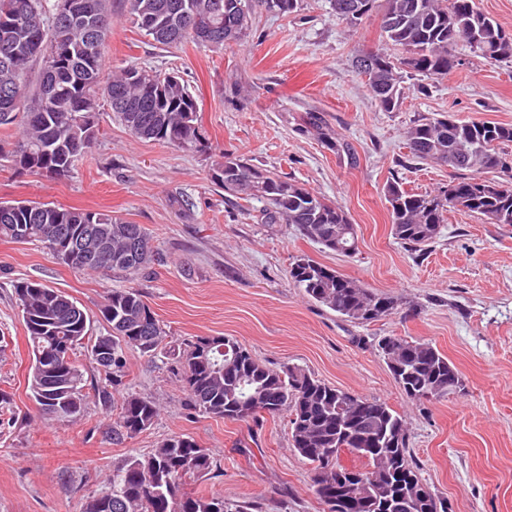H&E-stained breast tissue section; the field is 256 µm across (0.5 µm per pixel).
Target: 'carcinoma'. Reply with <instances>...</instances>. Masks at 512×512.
<instances>
[{
	"label": "carcinoma",
	"instance_id": "carcinoma-1",
	"mask_svg": "<svg viewBox=\"0 0 512 512\" xmlns=\"http://www.w3.org/2000/svg\"><path fill=\"white\" fill-rule=\"evenodd\" d=\"M89 22L102 25L97 42L87 26L56 19L49 0H0V126L16 124L22 137L11 150L0 142V157L19 172L69 176L89 153L99 102L118 97L126 111L117 113L129 134L141 141L178 147L200 142L195 100L178 72H162L127 65L107 81L101 80L105 37L112 26L110 0H78ZM336 15L351 25L372 12L381 13L386 45L403 53L397 58L380 48L371 56L366 78L386 112L401 100L399 66L437 79L457 65L453 47L466 43L473 52L495 61L512 59V32L475 5V0H330ZM133 24L155 43L177 48L192 42L215 50L227 46L224 32L234 30V44L250 34L259 9L282 16L298 8V0H124ZM42 62L38 78L33 64ZM411 154L419 160L448 164L473 175L461 177L436 194L415 193L393 181L386 188L391 231L409 248L419 250L440 232L450 211L479 215L491 224H512V186L479 173L508 167L501 146L512 143V126L487 121L460 122L450 116L426 118L406 135ZM237 169L245 180L238 188L224 181V171ZM212 178L224 191L250 202L264 203L263 224H294L307 238L333 252L350 255L357 232L341 206L309 191L298 182L275 175L242 156L224 155ZM93 230L105 238L107 252L96 257L61 259L66 240ZM0 239L15 243L39 242L56 259L78 271L104 278L146 274L162 262L150 237L139 224L119 216L50 203H0ZM141 252L123 264H109L112 256ZM290 276L311 300L357 323L378 321L397 308L395 298L363 288L335 269L308 256L293 263ZM34 365L30 389L42 415L53 421L76 417L85 402L83 373L73 363L74 349L90 332V318L62 291L37 281L14 284ZM101 315L112 332L90 343L88 355L104 368L112 387L126 374L124 349L155 354L166 332L134 287L107 292ZM227 346L220 353L217 348ZM379 348L396 383L414 401L428 392L439 398L457 390L456 366L429 342L385 336ZM54 362L43 375L37 363ZM181 378L191 405L229 420L257 419L264 413L289 414L293 451L312 466L322 468V452L345 448L366 461L376 480L357 489L360 500L349 512H380L374 505L399 497L401 512H448V501L422 482L419 467L407 446L402 417L387 403L355 395L346 404L339 390L305 369L286 364L272 369L259 363L232 338L198 337L178 356ZM156 403L135 393L122 396L117 418L119 436L148 429L158 416ZM211 456L193 438L174 436L150 455L132 457L112 476V489L92 497L85 512H256V504H235L222 497L181 494V480L212 469Z\"/></svg>",
	"mask_w": 512,
	"mask_h": 512
}]
</instances>
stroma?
Here are the masks:
<instances>
[{
    "mask_svg": "<svg viewBox=\"0 0 512 512\" xmlns=\"http://www.w3.org/2000/svg\"><path fill=\"white\" fill-rule=\"evenodd\" d=\"M111 4L104 76L130 63L180 71L205 145L135 140L104 106L71 177L19 175L0 164V201L122 216L150 234L162 257L129 283L72 269L41 243L0 240V392L11 399L0 412V512H84L131 457L181 435L213 460L210 471L184 479L182 493L255 501L262 512H322L310 465L290 449L287 416L236 421L191 406L172 353L200 336L231 337L268 367L295 365L386 402L403 416L420 476L449 512H512V225L451 211L434 242L414 251L393 236L386 201L390 182L435 193L461 176L412 156L406 132L414 122L449 113L512 125V61L458 43L459 63L441 79L402 70V99L386 112L352 66L356 55L383 47L378 15L353 27L329 0H299L287 16L258 11L246 42L218 51L156 45L121 0ZM225 154L340 205L357 227L356 252L323 249L292 224L261 223L260 202L244 213L212 178ZM301 255L397 298V310L358 324L314 302L290 277ZM20 280L65 292L89 315L94 337L109 331L100 313L107 291L134 285L166 338L151 358L126 349L127 373L107 398L103 371L78 348L84 407L69 422L45 419L28 382L32 350L13 289ZM385 336L432 343L459 370L462 390L409 400L378 346ZM126 392L154 400L159 415L120 438Z\"/></svg>",
    "mask_w": 512,
    "mask_h": 512,
    "instance_id": "obj_1",
    "label": "stroma"
}]
</instances>
